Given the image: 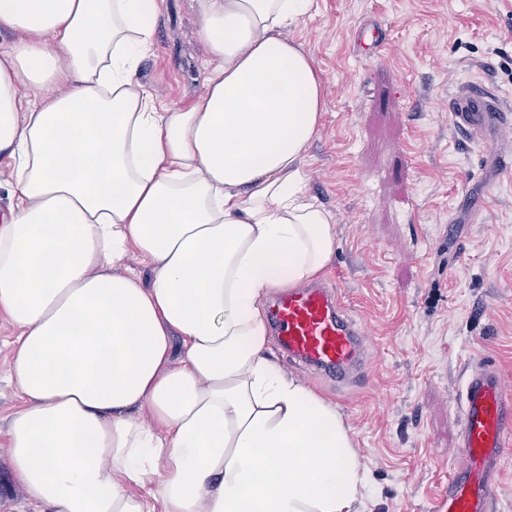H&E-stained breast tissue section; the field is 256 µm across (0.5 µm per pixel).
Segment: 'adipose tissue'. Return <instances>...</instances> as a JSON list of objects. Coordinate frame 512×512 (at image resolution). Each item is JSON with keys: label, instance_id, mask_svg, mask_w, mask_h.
Listing matches in <instances>:
<instances>
[{"label": "adipose tissue", "instance_id": "1", "mask_svg": "<svg viewBox=\"0 0 512 512\" xmlns=\"http://www.w3.org/2000/svg\"><path fill=\"white\" fill-rule=\"evenodd\" d=\"M195 3L212 71L183 109L137 78L158 0H0L13 474L33 512H359L349 428L267 341L271 289L335 251L323 82L286 35L315 0Z\"/></svg>", "mask_w": 512, "mask_h": 512}]
</instances>
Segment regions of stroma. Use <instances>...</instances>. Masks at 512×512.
Here are the masks:
<instances>
[{
    "mask_svg": "<svg viewBox=\"0 0 512 512\" xmlns=\"http://www.w3.org/2000/svg\"><path fill=\"white\" fill-rule=\"evenodd\" d=\"M290 36L325 81L306 158L308 192L334 215L324 276L375 346L359 389L274 356L350 428L366 470L361 512H431L458 441L464 368L490 356L512 387V174L494 156L512 135L465 138L448 116L471 82L512 105V0H316ZM206 60L195 0H161L139 81L184 107L204 90ZM14 339L0 313V506L31 512L6 448L21 404L5 380Z\"/></svg>",
    "mask_w": 512,
    "mask_h": 512,
    "instance_id": "stroma-1",
    "label": "stroma"
}]
</instances>
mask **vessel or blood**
<instances>
[{
    "label": "vessel or blood",
    "instance_id": "vessel-or-blood-1",
    "mask_svg": "<svg viewBox=\"0 0 512 512\" xmlns=\"http://www.w3.org/2000/svg\"><path fill=\"white\" fill-rule=\"evenodd\" d=\"M453 126L467 137L512 127V108L477 84L448 100ZM274 333L290 362L337 384L368 381L374 343L365 324L344 310L341 293L329 283L276 292L268 310ZM462 429L448 485L432 512H494L500 461L512 449V388L488 358L470 362L461 391Z\"/></svg>",
    "mask_w": 512,
    "mask_h": 512
}]
</instances>
